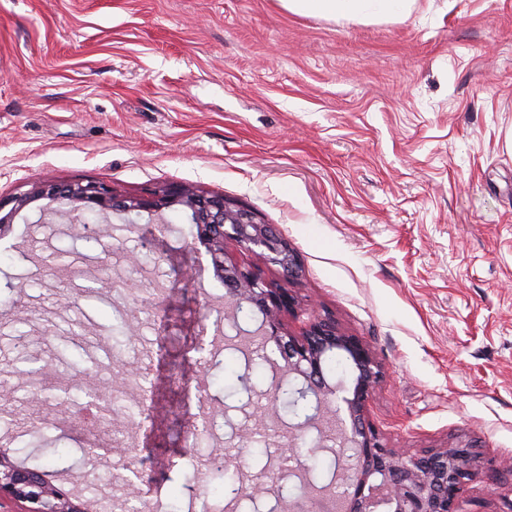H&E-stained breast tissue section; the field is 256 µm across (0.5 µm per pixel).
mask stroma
Masks as SVG:
<instances>
[{
    "label": "stroma",
    "mask_w": 512,
    "mask_h": 512,
    "mask_svg": "<svg viewBox=\"0 0 512 512\" xmlns=\"http://www.w3.org/2000/svg\"><path fill=\"white\" fill-rule=\"evenodd\" d=\"M99 181L128 196L189 184L253 211L296 252L301 307L363 336L384 370L367 415L389 447L467 445L482 477L465 512H512V0H416L395 21L334 22L280 0H0V196ZM27 205L0 236V287L28 315L0 318V449L23 448L49 483L156 504L187 462L231 452L241 474L285 483L234 438L241 406H265L275 343L256 357V396L226 394L224 370L191 354L223 348L224 281L178 208L167 232L113 220L111 256ZM131 281L66 297L102 278ZM123 318L124 369L147 372L153 415H113L118 447L89 461L74 408L35 402L12 372L18 334L50 386L73 367L94 385L87 340ZM208 394L229 427H173ZM44 416L36 443L22 422Z\"/></svg>",
    "instance_id": "1"
}]
</instances>
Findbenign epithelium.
<instances>
[{
    "label": "benign epithelium",
    "mask_w": 512,
    "mask_h": 512,
    "mask_svg": "<svg viewBox=\"0 0 512 512\" xmlns=\"http://www.w3.org/2000/svg\"><path fill=\"white\" fill-rule=\"evenodd\" d=\"M42 198L62 205L49 214L66 224L84 227L86 213L96 212L101 224L92 239L106 248L107 255L112 234L104 224L110 215L121 216L125 224H137L144 218L150 224H164V211L180 207L185 223L196 228V238L206 245L216 273L230 288L236 336L246 346L255 336L272 341L284 360L285 368L272 369L271 381L262 392L268 405L275 406L287 375L301 380L296 395L315 400V413L293 426L292 447L305 444L306 432L311 430L317 437L309 447L318 451L327 447L323 425L326 415L333 412L338 388L327 383L324 361L330 354L346 359L352 387L349 395L342 397L346 415L336 418V439L351 451L350 463L328 486L318 485L309 475L308 465L301 464L297 473L300 493L288 503L278 500L279 512H322L329 501L337 504L339 512H464V488L480 475L471 448L446 446L417 453L383 443L379 427L366 416L367 404L383 381L382 368L369 344L361 336L339 331L330 315L314 311L301 321L299 333H288L283 316L300 318L298 302L286 287L299 276L298 257L288 240L271 225L257 221L254 212L191 185L163 188L149 198H137L101 182L50 183L18 197H0V234L30 201ZM230 245L277 267L280 278L268 279L259 266L233 261L227 251ZM245 310L262 316L253 332L238 324L239 313ZM1 492L28 503V512H87L79 496L49 484L40 471L17 465L4 453L0 454Z\"/></svg>",
    "instance_id": "benign-epithelium-1"
}]
</instances>
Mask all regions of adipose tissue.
Here are the masks:
<instances>
[{
  "instance_id": "adipose-tissue-1",
  "label": "adipose tissue",
  "mask_w": 512,
  "mask_h": 512,
  "mask_svg": "<svg viewBox=\"0 0 512 512\" xmlns=\"http://www.w3.org/2000/svg\"><path fill=\"white\" fill-rule=\"evenodd\" d=\"M301 16L340 20H381L409 15L415 0H281Z\"/></svg>"
}]
</instances>
